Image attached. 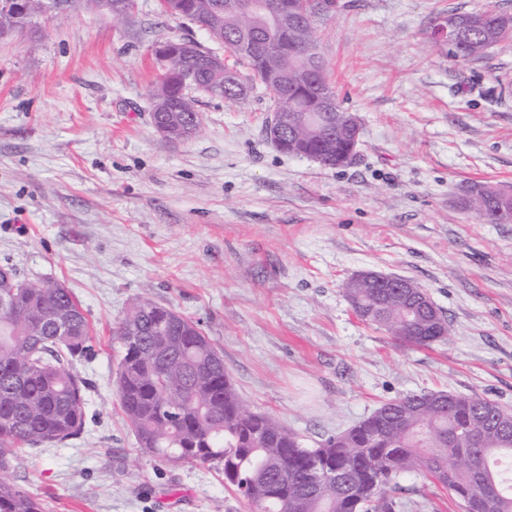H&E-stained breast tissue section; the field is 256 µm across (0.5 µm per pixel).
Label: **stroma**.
Returning <instances> with one entry per match:
<instances>
[{"label": "stroma", "mask_w": 512, "mask_h": 512, "mask_svg": "<svg viewBox=\"0 0 512 512\" xmlns=\"http://www.w3.org/2000/svg\"><path fill=\"white\" fill-rule=\"evenodd\" d=\"M512 15V0H335L315 23L352 162L277 151L268 95L198 94L172 142L150 122L156 47L222 44L136 0L123 21L76 9L0 37V265L63 283L92 324L85 428L1 472L43 512H250L214 465L140 448L117 396L118 319L141 296L197 321L241 400L314 444L410 393L512 409V223L465 203L512 188V41L458 60L429 34L451 13ZM376 270L421 285L448 342L396 341L354 313L345 285ZM395 512H461L423 473ZM325 112H336V109ZM336 131L351 143L350 151L344 155L338 167H344L350 163L357 146L361 141V127L358 119L352 112H346L337 101ZM466 203L489 224H502L501 220L508 211L512 212V198L499 197L487 183H473L467 189Z\"/></svg>", "instance_id": "1"}]
</instances>
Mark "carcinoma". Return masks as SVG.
I'll return each mask as SVG.
<instances>
[{
	"instance_id": "obj_1",
	"label": "carcinoma",
	"mask_w": 512,
	"mask_h": 512,
	"mask_svg": "<svg viewBox=\"0 0 512 512\" xmlns=\"http://www.w3.org/2000/svg\"><path fill=\"white\" fill-rule=\"evenodd\" d=\"M106 11L120 20L135 0H63ZM329 0H160L166 15L187 20L228 49L242 38L251 54L213 70L207 56L189 50L164 70L154 97L171 111L152 112L154 125L169 124L193 137L200 127L189 90H212L228 101L250 96L260 81L272 112L288 115L296 139L282 153H316L334 168L342 141L302 125L319 111L306 79V56L315 48L314 21ZM470 37L451 47L470 60L511 38L491 12ZM466 203L489 224H499L512 199L487 183L468 187ZM346 296L357 315L395 340L431 345L449 333L435 328L433 313L410 301V291L375 288L351 280ZM70 322L58 336L55 322ZM121 356L116 384L121 410L141 448L171 463L215 464L251 512H395L390 496L399 478L426 472L470 512H512V410L493 400L458 399L426 405L428 394L386 402L353 427L317 447L271 416L248 409L224 371V359L197 322L147 297L119 320ZM91 350V327L82 304L62 283L21 278L0 266V469L25 448L54 445L79 436L85 426L86 382L73 369ZM343 475L339 483L315 482L319 471ZM0 512H41L29 492L0 481Z\"/></svg>"
}]
</instances>
